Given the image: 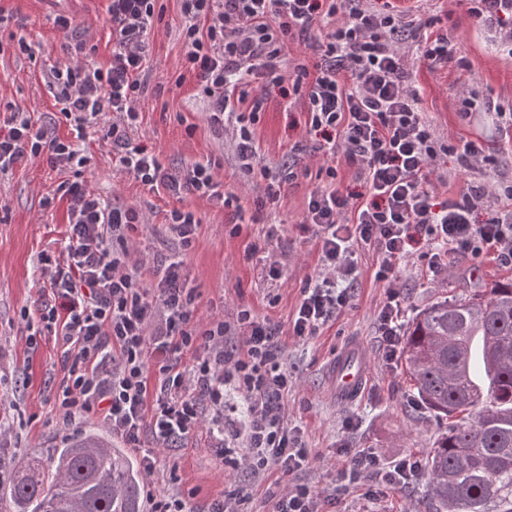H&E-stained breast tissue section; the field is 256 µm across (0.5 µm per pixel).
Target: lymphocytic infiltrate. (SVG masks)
I'll return each instance as SVG.
<instances>
[{"instance_id":"1","label":"lymphocytic infiltrate","mask_w":512,"mask_h":512,"mask_svg":"<svg viewBox=\"0 0 512 512\" xmlns=\"http://www.w3.org/2000/svg\"><path fill=\"white\" fill-rule=\"evenodd\" d=\"M465 2L473 24L493 29L500 44L512 48V0ZM182 10L186 69L201 88L210 124L230 133L242 169H254L258 114L276 90L301 103L305 126L322 138L326 158L344 159L363 183L355 194L329 187L308 197L302 224L319 241L321 270L302 290L293 336H317L347 305L358 245L380 257L377 278L387 301L377 331L388 360L396 356L403 331L397 259L418 253L438 271L448 252L478 257L492 249L503 266H512V208L483 220L476 216L488 195L512 201L511 181L470 186L454 203L439 201L428 187L440 156H457L469 169L494 162L480 143H440L418 107L404 42H416L432 68L452 57L447 38L426 34L437 22L429 11L415 15L391 5L377 10L364 0H182ZM155 11L156 0H108L109 63L84 65L86 44L75 38L65 47V63L46 77L74 140L49 135L30 117L11 116L0 124V172L40 156L61 171L83 167L87 159L78 143L89 122L108 112L106 135L129 177L176 198L193 194L233 205L211 164L167 170L128 135L139 118ZM318 22L325 30L312 46L313 64L297 63L294 77H287L290 42ZM57 191L68 203V245L65 253L40 257L55 303L40 310L39 320L64 349L66 374L55 395L63 421L98 415L135 449L143 433L169 447L205 423L220 437L225 471L246 466L257 477L271 467L285 475L300 471L308 450L288 426L283 398L293 376L277 328L248 307L230 321L200 322L192 289L180 285L183 252L199 224L194 213H167L183 251L149 284L129 246L142 213L113 206L79 175L59 183ZM229 389L245 405L243 422L224 413Z\"/></svg>"}]
</instances>
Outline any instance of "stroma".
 Instances as JSON below:
<instances>
[{
  "mask_svg": "<svg viewBox=\"0 0 512 512\" xmlns=\"http://www.w3.org/2000/svg\"><path fill=\"white\" fill-rule=\"evenodd\" d=\"M106 6V0H0V13L5 16L0 24V120L22 112L48 125L51 134L70 138L69 123L45 77L52 65L64 59L72 36L86 43L89 62L108 61L112 44ZM427 6L438 16L434 31L447 36L453 58L435 69L411 60L420 108L441 143L478 140L498 160L493 170H467L456 157L440 158L432 176L435 191L440 199L455 201L470 184L512 180V129H495L481 114L468 119L460 115L461 95L466 91L477 104L488 102L512 111V54L500 49L490 30L472 26L459 0H428ZM59 14L71 18L70 32L54 25ZM184 24L181 0H157L139 119L131 139L152 147L166 167L215 162L225 194L238 197L239 209L195 195L178 199L165 189L142 186L113 164L112 141L100 130L83 146L88 159L82 169L86 183L114 206L133 207L144 214V224L132 236L131 254L146 262L143 277L148 282L154 278V266L179 248L164 223L165 210L178 207L199 218L185 264L187 285L197 296L196 315L229 321L239 307L247 306L277 327L294 380L284 399L288 426L299 433L309 451L308 464L296 480L332 496L327 512H425L423 463L443 423L420 407L401 360L388 362L382 355L377 315L386 288L375 277L378 257L372 249H357V285L350 302L320 335H289L301 291L320 271L315 235L303 230L301 222L308 194L327 184L317 173L324 157L317 138L298 124V108L271 96L256 125L257 164L276 172L283 190L277 201L257 207L266 181L259 169L241 170L228 138L211 129L197 82L184 67ZM23 42L30 45V53L20 51ZM61 179L39 158L22 160L0 173V424L7 428L0 435V512H16L9 486L19 462L48 461L53 449L105 430L92 415L62 423L54 396L64 375L63 349L45 333L37 347H29L30 330L22 317L24 311H37L51 298L50 289L42 285L39 257L45 251L59 253L66 244V202L44 203ZM266 228L273 231L267 250L282 266V277L273 285L261 281L255 262L247 257L253 237ZM397 266L408 317L437 297L512 279V270L486 255L449 253L438 273L418 257L400 259ZM351 340L363 346L369 380L356 401L341 404L329 392L327 367L338 347ZM216 445V438L204 427L174 448L156 447L151 436H144L141 449L132 456L139 460L144 451L153 452L158 490L172 488L168 475L177 471L180 482L173 488L191 507L240 492L245 499L238 503V512H273L286 477L277 472L258 480L246 471L225 473ZM358 451L375 453L387 467L408 457L418 469L403 482H387L369 472L357 482L342 481L340 470Z\"/></svg>",
  "mask_w": 512,
  "mask_h": 512,
  "instance_id": "35a3bbf8",
  "label": "stroma"
}]
</instances>
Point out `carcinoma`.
<instances>
[{
    "instance_id": "obj_1",
    "label": "carcinoma",
    "mask_w": 512,
    "mask_h": 512,
    "mask_svg": "<svg viewBox=\"0 0 512 512\" xmlns=\"http://www.w3.org/2000/svg\"><path fill=\"white\" fill-rule=\"evenodd\" d=\"M402 360L420 402L447 421L427 456L428 512H512V279L435 299ZM16 469L17 512H142L131 455L88 434Z\"/></svg>"
}]
</instances>
